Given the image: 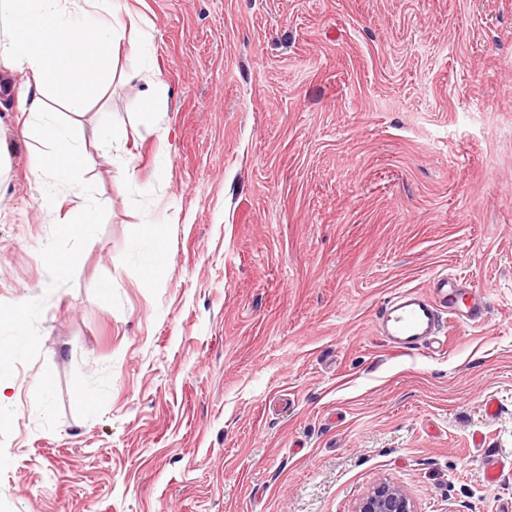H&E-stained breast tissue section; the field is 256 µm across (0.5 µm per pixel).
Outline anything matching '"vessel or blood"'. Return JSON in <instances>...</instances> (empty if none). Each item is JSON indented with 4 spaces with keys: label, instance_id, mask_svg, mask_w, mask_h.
<instances>
[{
    "label": "vessel or blood",
    "instance_id": "b4317fda",
    "mask_svg": "<svg viewBox=\"0 0 512 512\" xmlns=\"http://www.w3.org/2000/svg\"><path fill=\"white\" fill-rule=\"evenodd\" d=\"M432 286L429 295L413 288L397 291L380 310L379 331L393 351L406 354L425 348L442 352L441 327L447 316L461 325L484 323L486 303L480 294L445 275L434 277Z\"/></svg>",
    "mask_w": 512,
    "mask_h": 512
}]
</instances>
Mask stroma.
Here are the masks:
<instances>
[{
  "label": "stroma",
  "instance_id": "35a3bbf8",
  "mask_svg": "<svg viewBox=\"0 0 512 512\" xmlns=\"http://www.w3.org/2000/svg\"><path fill=\"white\" fill-rule=\"evenodd\" d=\"M115 6L169 106L121 50L101 110L125 139L88 149V231L0 111V312L25 313L0 322V512H354L383 480L417 512H502L512 0ZM442 273L485 323L389 349L376 312Z\"/></svg>",
  "mask_w": 512,
  "mask_h": 512
}]
</instances>
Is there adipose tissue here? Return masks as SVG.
<instances>
[{"mask_svg": "<svg viewBox=\"0 0 512 512\" xmlns=\"http://www.w3.org/2000/svg\"><path fill=\"white\" fill-rule=\"evenodd\" d=\"M125 33L109 0H0V89L10 90L14 78H21L17 121L24 137L44 147L32 175L45 193L62 182L78 198L73 215L64 218L68 224H92L100 206L81 188L87 145L124 138L121 129L86 116L114 76ZM51 96L71 112V121L61 122L48 110Z\"/></svg>", "mask_w": 512, "mask_h": 512, "instance_id": "adipose-tissue-1", "label": "adipose tissue"}]
</instances>
